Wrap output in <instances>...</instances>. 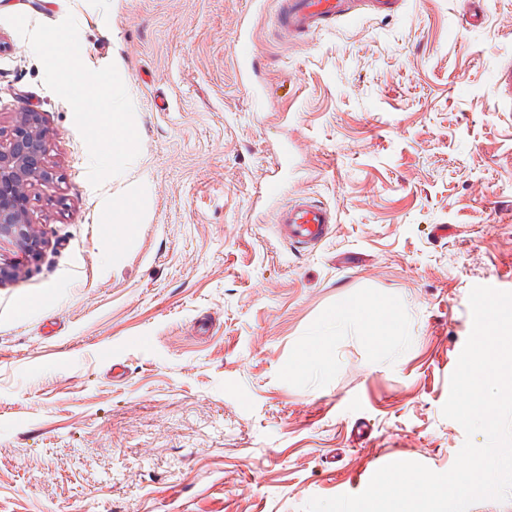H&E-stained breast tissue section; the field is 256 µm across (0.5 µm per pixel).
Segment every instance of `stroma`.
<instances>
[{"instance_id": "stroma-1", "label": "stroma", "mask_w": 512, "mask_h": 512, "mask_svg": "<svg viewBox=\"0 0 512 512\" xmlns=\"http://www.w3.org/2000/svg\"><path fill=\"white\" fill-rule=\"evenodd\" d=\"M277 8L0 0V144L39 112L53 174L29 206L41 259L0 240V512H301L391 462L452 467L469 293L512 291V0L477 28L405 0L298 38ZM62 35L114 80L125 156L52 74L40 43ZM300 199L337 217L313 247L278 234ZM371 301L402 340L324 332ZM315 340L328 365L296 373Z\"/></svg>"}]
</instances>
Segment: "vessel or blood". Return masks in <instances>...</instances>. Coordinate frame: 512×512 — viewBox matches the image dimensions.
Listing matches in <instances>:
<instances>
[{"label":"vessel or blood","mask_w":512,"mask_h":512,"mask_svg":"<svg viewBox=\"0 0 512 512\" xmlns=\"http://www.w3.org/2000/svg\"><path fill=\"white\" fill-rule=\"evenodd\" d=\"M359 1L362 0H280L278 23L288 36L307 35L333 26L337 21L359 17ZM335 221L331 209L305 202L284 207L277 215L281 234L306 246L322 242Z\"/></svg>","instance_id":"obj_1"}]
</instances>
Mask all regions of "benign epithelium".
<instances>
[{"mask_svg": "<svg viewBox=\"0 0 512 512\" xmlns=\"http://www.w3.org/2000/svg\"><path fill=\"white\" fill-rule=\"evenodd\" d=\"M44 132L37 112L17 113L9 143L0 145V239L13 240L27 261L42 253L44 240L29 220L31 192L51 179L46 165Z\"/></svg>", "mask_w": 512, "mask_h": 512, "instance_id": "1", "label": "benign epithelium"}]
</instances>
